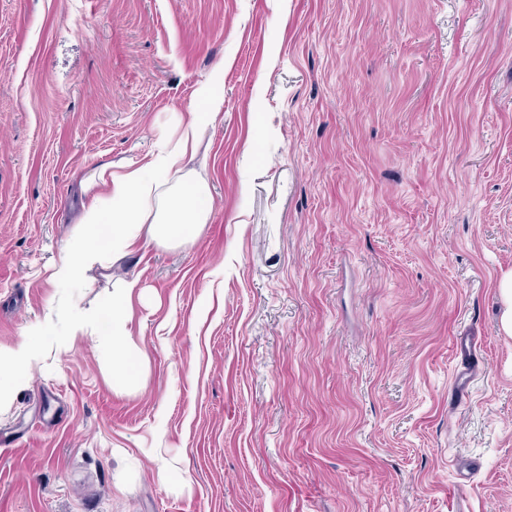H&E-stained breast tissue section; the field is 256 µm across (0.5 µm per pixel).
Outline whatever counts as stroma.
<instances>
[{
	"instance_id": "1",
	"label": "stroma",
	"mask_w": 512,
	"mask_h": 512,
	"mask_svg": "<svg viewBox=\"0 0 512 512\" xmlns=\"http://www.w3.org/2000/svg\"><path fill=\"white\" fill-rule=\"evenodd\" d=\"M219 65L200 235L60 287ZM510 270L512 0H0V349L142 293L133 382L48 336L0 404V512H512ZM501 312L499 317L501 332L512 337V271L504 273L496 282Z\"/></svg>"
}]
</instances>
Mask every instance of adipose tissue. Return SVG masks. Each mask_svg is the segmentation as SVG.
Here are the masks:
<instances>
[{
  "mask_svg": "<svg viewBox=\"0 0 512 512\" xmlns=\"http://www.w3.org/2000/svg\"><path fill=\"white\" fill-rule=\"evenodd\" d=\"M224 77L216 67L196 90L198 106L180 117L178 137L162 139L157 151L144 165L115 174L103 165L83 180L85 190L94 194L78 222L69 246L53 267L52 277L66 288L81 287L88 271L111 269L124 260L139 238L172 247L195 239L209 214V191L195 171L184 170L183 163L194 155L207 127L222 117L224 96L218 90ZM111 225L112 237L101 243L98 230ZM138 278L121 280L108 303L111 327L101 341L119 356L112 366L120 382L133 380L135 373L124 357L130 350L127 325L130 320ZM45 333L41 323L30 324L25 339L12 350L0 354V400L13 395L25 373L38 357L39 341Z\"/></svg>",
  "mask_w": 512,
  "mask_h": 512,
  "instance_id": "ef3b65f1",
  "label": "adipose tissue"
}]
</instances>
